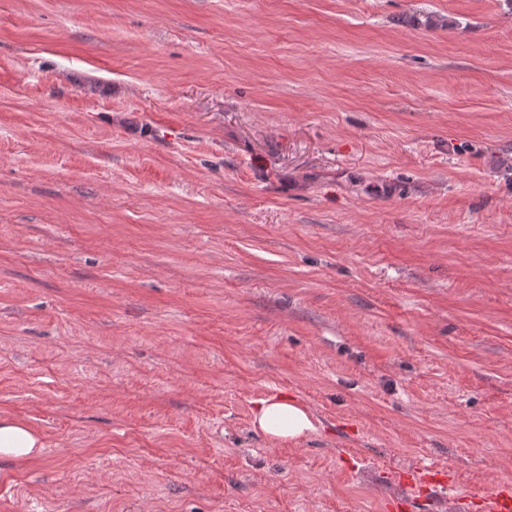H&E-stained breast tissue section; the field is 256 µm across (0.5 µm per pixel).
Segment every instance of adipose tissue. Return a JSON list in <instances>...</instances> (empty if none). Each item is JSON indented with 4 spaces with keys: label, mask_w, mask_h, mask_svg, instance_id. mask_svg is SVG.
Segmentation results:
<instances>
[{
    "label": "adipose tissue",
    "mask_w": 512,
    "mask_h": 512,
    "mask_svg": "<svg viewBox=\"0 0 512 512\" xmlns=\"http://www.w3.org/2000/svg\"><path fill=\"white\" fill-rule=\"evenodd\" d=\"M252 425L268 438L281 443H296L315 431L309 409L287 395L260 400L252 413ZM43 448L40 436L24 422L0 417V456L29 459Z\"/></svg>",
    "instance_id": "ef3b65f1"
}]
</instances>
